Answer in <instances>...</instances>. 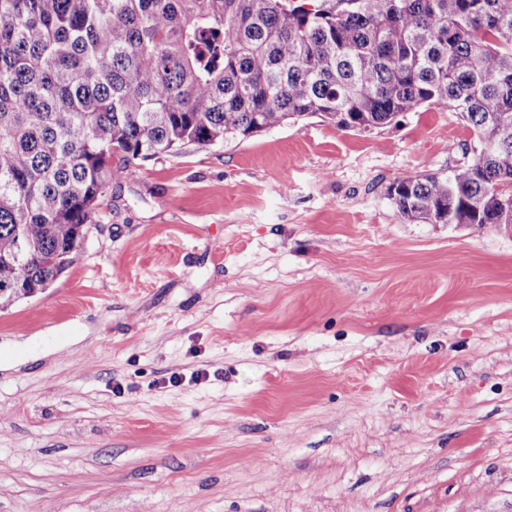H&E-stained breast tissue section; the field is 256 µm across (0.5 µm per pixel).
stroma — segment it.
Wrapping results in <instances>:
<instances>
[{
	"mask_svg": "<svg viewBox=\"0 0 512 512\" xmlns=\"http://www.w3.org/2000/svg\"><path fill=\"white\" fill-rule=\"evenodd\" d=\"M473 145L425 106L136 160L0 309V512H512V234L386 195Z\"/></svg>",
	"mask_w": 512,
	"mask_h": 512,
	"instance_id": "1",
	"label": "stroma"
}]
</instances>
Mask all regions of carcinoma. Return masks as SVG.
<instances>
[{
  "label": "carcinoma",
  "mask_w": 512,
  "mask_h": 512,
  "mask_svg": "<svg viewBox=\"0 0 512 512\" xmlns=\"http://www.w3.org/2000/svg\"><path fill=\"white\" fill-rule=\"evenodd\" d=\"M494 144L387 196L419 224L512 225V0H0V305L50 287L133 162L320 116L422 106Z\"/></svg>",
  "instance_id": "carcinoma-1"
}]
</instances>
